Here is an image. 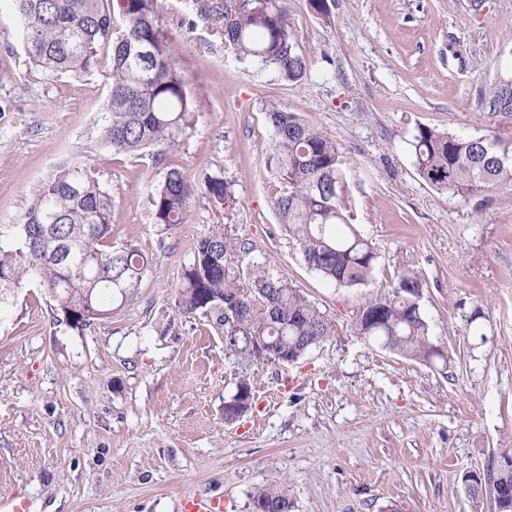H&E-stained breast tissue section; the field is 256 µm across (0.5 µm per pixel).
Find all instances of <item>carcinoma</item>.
<instances>
[{"label":"carcinoma","instance_id":"carcinoma-1","mask_svg":"<svg viewBox=\"0 0 512 512\" xmlns=\"http://www.w3.org/2000/svg\"><path fill=\"white\" fill-rule=\"evenodd\" d=\"M21 43L30 61L60 75L95 70L100 55L111 51L112 71L104 101L102 144L115 153L139 155L157 149L160 158L177 148L191 128L193 101L178 71L174 53L159 28L153 0H11ZM203 21L222 24L224 46L240 59L275 70L282 81L297 84L308 72V57L279 0H194ZM488 111L512 117V75L498 78L483 100ZM278 155L273 206L279 223L298 244L308 267L338 288L368 283L377 253L347 224L338 194L341 152L330 137L286 107L267 109ZM417 174L453 197L499 191L512 201V137L494 134L460 137L419 126L410 141ZM205 193L215 206L234 201L232 184L204 174ZM192 184L169 167L152 197L156 222L187 221ZM232 239L218 228L201 237L184 266L176 306L200 315L224 337V356L235 368V386L251 385L254 367L269 363L257 343L272 338L280 350L302 343L317 346L335 334L332 324L288 280L265 266L247 279L227 265ZM147 259L132 245H112V196L81 164L64 167L39 188L21 223L0 226V314L13 305L30 282L43 288L56 310L78 312L67 323L84 330L108 317L103 301L124 304L139 288ZM412 288L422 280L397 275L391 295L375 297L359 309L356 335L388 346L416 361L445 360L429 335ZM470 496L483 487L508 492L495 499L499 512H512V448L492 460L483 477H471ZM252 504L292 508L286 492L257 491Z\"/></svg>","mask_w":512,"mask_h":512}]
</instances>
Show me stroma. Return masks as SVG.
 <instances>
[{
  "instance_id": "stroma-1",
  "label": "stroma",
  "mask_w": 512,
  "mask_h": 512,
  "mask_svg": "<svg viewBox=\"0 0 512 512\" xmlns=\"http://www.w3.org/2000/svg\"><path fill=\"white\" fill-rule=\"evenodd\" d=\"M310 60L304 81L240 60L193 0H154L157 24L194 100L195 126L156 165L117 154L99 128L110 57L81 76L32 64L0 0V225L19 223L61 168L90 167L112 195V243L149 260L132 301L76 332L37 286L0 320V498L30 512H182L191 494L249 512L255 492H287L291 512H496L465 485L512 448V203L452 197L415 170L418 126L512 136L482 101L512 74V0H280ZM287 107L336 141L339 196L378 259L338 288L304 262L273 208L277 156L266 109ZM195 189L183 224L156 223L165 167ZM224 176L220 208L198 181ZM223 226L230 264H267L334 323L293 365L251 375L254 402L224 421L233 369L206 319L175 291L197 240ZM424 283L420 306L448 365L394 354L354 332L362 305L398 270Z\"/></svg>"
}]
</instances>
